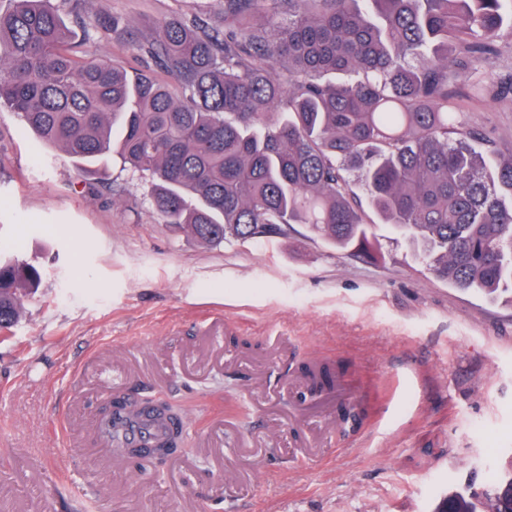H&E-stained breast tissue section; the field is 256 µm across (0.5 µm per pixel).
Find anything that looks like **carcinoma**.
Wrapping results in <instances>:
<instances>
[{"instance_id":"obj_1","label":"carcinoma","mask_w":512,"mask_h":512,"mask_svg":"<svg viewBox=\"0 0 512 512\" xmlns=\"http://www.w3.org/2000/svg\"><path fill=\"white\" fill-rule=\"evenodd\" d=\"M224 30L177 15L133 41L180 88L70 54L46 0L0 12V104L83 167L118 154L150 204L205 244L305 224L338 249L372 252L374 225L348 174L419 264L454 287L512 291V162L470 144L448 85L512 37V0H223ZM101 37L128 23L97 21ZM329 73L349 79L333 83ZM0 258V332L40 284ZM326 389L335 374L309 366ZM512 503V477L483 492ZM461 492L436 512H480Z\"/></svg>"}]
</instances>
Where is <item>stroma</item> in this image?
Masks as SVG:
<instances>
[{
    "instance_id": "1",
    "label": "stroma",
    "mask_w": 512,
    "mask_h": 512,
    "mask_svg": "<svg viewBox=\"0 0 512 512\" xmlns=\"http://www.w3.org/2000/svg\"><path fill=\"white\" fill-rule=\"evenodd\" d=\"M91 56L159 80L126 42L101 39L118 16L149 36L177 14L220 24L222 0H50ZM449 90L463 126L512 158V40ZM375 257L352 256L294 224L206 245L160 223L144 177L121 158L85 173L0 108V255L41 270L23 317L0 340V512H76L68 468L100 476L117 512H434L449 493H481L512 473V305L458 290L417 264L389 226ZM231 328L202 336L201 319ZM295 347L280 359L267 333ZM336 368L360 427L297 454L287 428L321 432L336 408L295 411L288 381ZM139 373L127 394L186 407L187 450L134 479L111 456L56 443L50 420L85 418L112 397L115 365Z\"/></svg>"
}]
</instances>
